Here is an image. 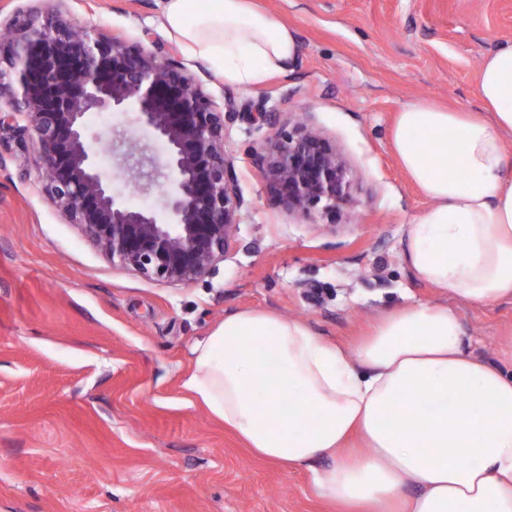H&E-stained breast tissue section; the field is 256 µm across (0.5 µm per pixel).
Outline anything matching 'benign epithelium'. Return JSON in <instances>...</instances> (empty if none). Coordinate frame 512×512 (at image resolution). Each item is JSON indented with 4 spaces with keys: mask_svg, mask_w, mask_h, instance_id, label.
I'll return each mask as SVG.
<instances>
[{
    "mask_svg": "<svg viewBox=\"0 0 512 512\" xmlns=\"http://www.w3.org/2000/svg\"><path fill=\"white\" fill-rule=\"evenodd\" d=\"M43 23L11 27L0 45V134L31 142L37 180L63 218L112 266L145 280L190 286L219 273L233 249L244 200L226 150L224 109L177 58L105 33L78 35L63 2ZM92 112H133L167 145L157 162L133 136L88 134ZM111 146L116 168L141 191L167 180L159 207H134L99 166ZM270 200L290 214L334 224L354 201L356 173L335 138L305 120L279 128L252 152Z\"/></svg>",
    "mask_w": 512,
    "mask_h": 512,
    "instance_id": "benign-epithelium-1",
    "label": "benign epithelium"
}]
</instances>
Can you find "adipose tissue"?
Masks as SVG:
<instances>
[{
    "instance_id": "adipose-tissue-1",
    "label": "adipose tissue",
    "mask_w": 512,
    "mask_h": 512,
    "mask_svg": "<svg viewBox=\"0 0 512 512\" xmlns=\"http://www.w3.org/2000/svg\"><path fill=\"white\" fill-rule=\"evenodd\" d=\"M163 0V27L225 83L288 70L296 33L257 0ZM480 111L419 99L398 113L396 160L429 201L405 261L446 302H411L357 345L240 309L192 344L184 390L255 456L309 465L342 512H512V368L469 354L448 300H512V44L486 56ZM416 493H409L408 483Z\"/></svg>"
}]
</instances>
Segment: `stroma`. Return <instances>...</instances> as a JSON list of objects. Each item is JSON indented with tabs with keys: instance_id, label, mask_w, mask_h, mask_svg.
I'll use <instances>...</instances> for the list:
<instances>
[{
	"instance_id": "obj_1",
	"label": "stroma",
	"mask_w": 512,
	"mask_h": 512,
	"mask_svg": "<svg viewBox=\"0 0 512 512\" xmlns=\"http://www.w3.org/2000/svg\"><path fill=\"white\" fill-rule=\"evenodd\" d=\"M297 35L286 73L254 88L186 59L162 0H67L74 28L185 59L233 103L226 148L245 212L218 275L188 287L112 267L62 218L32 147L0 144V512H336L313 467L252 456L182 388L190 347L227 313L302 320L351 344L383 314L441 294L410 273L407 229L427 199L399 168L391 128L426 98L476 110L482 59L512 43V0H258ZM304 119L334 137L358 177L341 224L271 204L252 151ZM466 351L512 366V301L453 303Z\"/></svg>"
}]
</instances>
